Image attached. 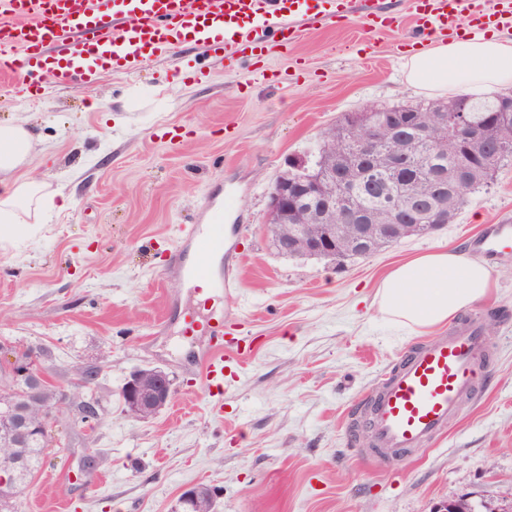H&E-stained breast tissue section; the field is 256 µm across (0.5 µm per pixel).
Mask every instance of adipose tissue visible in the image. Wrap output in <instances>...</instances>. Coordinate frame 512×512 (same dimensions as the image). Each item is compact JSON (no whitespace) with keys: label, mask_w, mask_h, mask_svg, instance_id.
I'll return each instance as SVG.
<instances>
[{"label":"adipose tissue","mask_w":512,"mask_h":512,"mask_svg":"<svg viewBox=\"0 0 512 512\" xmlns=\"http://www.w3.org/2000/svg\"><path fill=\"white\" fill-rule=\"evenodd\" d=\"M406 81L429 93L463 90L473 94L512 86V40L490 31L477 37L434 39L408 57ZM34 146L25 125L0 126V235L11 225L66 208L40 179L20 178ZM491 271L483 262L455 250L416 257L385 275L375 295L379 310L422 331L447 322L465 307L487 297Z\"/></svg>","instance_id":"ef3b65f1"}]
</instances>
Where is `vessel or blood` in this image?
Here are the masks:
<instances>
[{
  "label": "vessel or blood",
  "mask_w": 512,
  "mask_h": 512,
  "mask_svg": "<svg viewBox=\"0 0 512 512\" xmlns=\"http://www.w3.org/2000/svg\"><path fill=\"white\" fill-rule=\"evenodd\" d=\"M413 11L417 39L449 35L464 15L474 29L512 31V0H413ZM354 19L374 33L398 26L400 15L386 0H112L108 13L92 0H0V75L11 77L15 92L24 95L40 91L38 73L49 62L58 84L89 83L111 66L134 72L148 49L167 59L192 42L214 54H244L295 44L309 26ZM185 239L209 255L225 249L224 228L214 218L190 225ZM511 244L506 224L474 241L486 252ZM167 267L169 275L193 282L196 304L181 310V333L192 337L209 329L197 360L207 387L223 386L225 365L238 361L237 344L226 338L214 301L229 280L193 263L184 250L171 254ZM488 357L475 317L408 353L382 374L349 420L370 434L362 455L393 461L429 446L474 394Z\"/></svg>",
  "instance_id": "obj_1"
}]
</instances>
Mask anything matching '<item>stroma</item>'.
<instances>
[{"label":"stroma","mask_w":512,"mask_h":512,"mask_svg":"<svg viewBox=\"0 0 512 512\" xmlns=\"http://www.w3.org/2000/svg\"><path fill=\"white\" fill-rule=\"evenodd\" d=\"M403 22L379 36L353 22L308 28L289 50L226 66L185 45L171 62L149 55L93 84H42L22 98L0 77V124L33 126L29 168L70 200L44 223L0 239V344L44 352L47 379L77 388L68 419L51 426L49 455L18 512H172L182 490H218L216 512H434L468 499L478 512H512V249L486 257L493 287L472 305L493 361L484 388L445 436L409 459L359 453L368 437L346 417L393 359L443 335L388 320L373 303L384 275L419 255L453 249L492 225L512 224V166L437 231L340 264L283 255L264 230L274 177L305 156L339 117L368 105L428 101L403 73ZM228 254L245 259L219 294L227 331L245 337L243 368L208 389L177 308L192 291L166 276L182 231L215 194ZM157 367L173 380L168 406L128 416L129 375ZM93 400L99 419L76 405Z\"/></svg>","instance_id":"35a3bbf8"}]
</instances>
